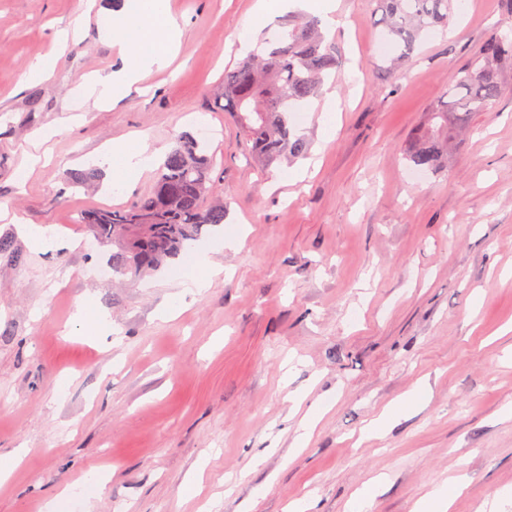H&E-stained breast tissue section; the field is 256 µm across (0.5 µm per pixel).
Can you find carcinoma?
I'll list each match as a JSON object with an SVG mask.
<instances>
[{
  "label": "carcinoma",
  "mask_w": 512,
  "mask_h": 512,
  "mask_svg": "<svg viewBox=\"0 0 512 512\" xmlns=\"http://www.w3.org/2000/svg\"><path fill=\"white\" fill-rule=\"evenodd\" d=\"M457 0H378L386 33L405 50L422 33L447 27ZM507 29L492 31L477 54L449 78L452 100L431 108L430 124L416 132L406 153L409 163L427 172L447 168L451 138L468 127L470 115L494 107L503 93L505 68L512 66V10ZM272 47L253 53L224 70L223 103L245 141L248 153L269 164L281 157L302 156L304 139L291 133L288 113L318 97L325 82L340 73L331 43L314 20L294 17ZM214 154L208 143L178 135L157 171L150 193L128 208H94L81 223L103 245L112 246V272L134 278L151 274L175 259L206 228L224 223V203L211 173Z\"/></svg>",
  "instance_id": "carcinoma-1"
}]
</instances>
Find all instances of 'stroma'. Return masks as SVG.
<instances>
[{"mask_svg":"<svg viewBox=\"0 0 512 512\" xmlns=\"http://www.w3.org/2000/svg\"><path fill=\"white\" fill-rule=\"evenodd\" d=\"M254 2L167 0L177 56L96 108L75 88L121 65L100 35L116 4L0 0V210L18 218L0 220V455L14 459L0 512L66 500L73 512H288L297 500L348 512L380 475L365 512H413L460 471L450 512L512 490V87L473 114L448 170L418 179L404 156L451 73L502 22L503 0H467L399 73L376 0H340L341 78L324 86L339 102L335 135L325 140L320 112L289 113L308 150L267 166L217 105ZM50 54L52 75L23 83ZM202 126L215 131L226 214L192 253L223 276L182 298L173 262L97 277L110 251L81 213L128 207L156 173L95 191L74 173L131 132L166 152ZM31 225L49 229V247L33 245ZM228 235L238 247L223 248ZM420 384L421 407L363 437ZM309 413L315 428L295 447Z\"/></svg>","mask_w":512,"mask_h":512,"instance_id":"stroma-1","label":"stroma"}]
</instances>
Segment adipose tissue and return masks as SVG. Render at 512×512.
I'll return each instance as SVG.
<instances>
[{"label": "adipose tissue", "instance_id": "ef3b65f1", "mask_svg": "<svg viewBox=\"0 0 512 512\" xmlns=\"http://www.w3.org/2000/svg\"><path fill=\"white\" fill-rule=\"evenodd\" d=\"M296 8L315 14L326 31L335 32L336 0H259L255 21L243 38V46L255 48L259 28ZM106 37L122 54L136 57L138 64L131 69L98 74L81 83V91L98 105L123 98L130 87L144 79L152 69L169 65L179 31L165 0H125L122 8L113 12L112 27ZM159 158V153L151 150L147 134L138 132L129 140L113 142L102 155L100 165L110 175L120 176L129 183L152 169Z\"/></svg>", "mask_w": 512, "mask_h": 512}]
</instances>
